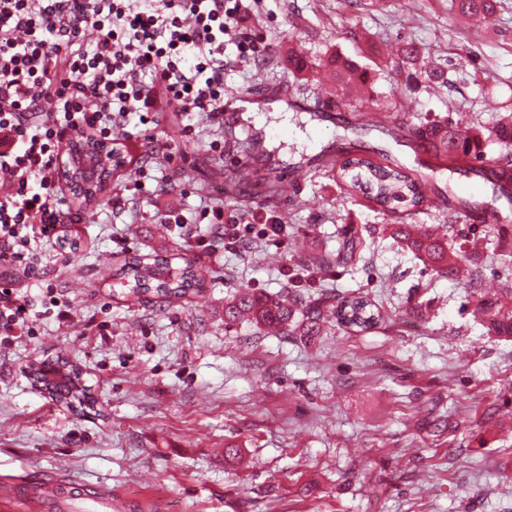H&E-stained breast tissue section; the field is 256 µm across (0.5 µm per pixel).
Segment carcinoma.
<instances>
[{
	"label": "carcinoma",
	"mask_w": 512,
	"mask_h": 512,
	"mask_svg": "<svg viewBox=\"0 0 512 512\" xmlns=\"http://www.w3.org/2000/svg\"><path fill=\"white\" fill-rule=\"evenodd\" d=\"M462 11L473 18H485L495 9L493 0H459ZM288 64L295 72L312 77L314 72L325 68L331 71L336 83L344 87L355 81L365 83L366 72L360 70L352 59L339 53H333L318 64H310L301 55L288 54ZM412 136H426L427 142L435 149L434 155L454 162H485L486 148L495 143L506 153V161L493 170L494 182L505 195L512 194V113L500 117L487 129L475 126L464 128L458 122L447 119H433L419 124L408 125ZM341 175L351 178L352 185L366 186L376 190L374 199L395 213L401 206L418 208L428 202L424 184L410 177L398 165L396 160L389 164L375 165L363 157H347L334 160ZM285 192V179L281 175L265 178L262 184V196L269 205L276 204ZM501 217L490 213L482 225L484 237L503 240V227L499 226ZM388 235L403 249L415 254L423 265L432 272L448 278L459 275L461 267H469L470 276L481 275L479 253L456 249L448 242V237L434 233L424 224H388ZM112 287L122 289L126 296L142 298L152 294L169 303H179L187 296L199 291L202 272L187 263L175 266L170 258L157 256L153 262L146 263L134 255L125 259L113 275ZM473 313L483 321L488 333L494 336H512V306L499 299H486L475 295ZM334 317L337 324L345 328L370 330L383 320L380 311L363 298L340 300L333 305L328 301L308 304L295 293L276 296L267 293H254L242 290L224 300V325L230 326L246 320L259 329H275L285 336H317L322 323ZM46 364L31 365L30 375L36 385L46 391L49 398L61 407L81 412L94 409V400L89 389L82 384L79 370L67 364L63 381L48 379L43 373Z\"/></svg>",
	"instance_id": "carcinoma-1"
}]
</instances>
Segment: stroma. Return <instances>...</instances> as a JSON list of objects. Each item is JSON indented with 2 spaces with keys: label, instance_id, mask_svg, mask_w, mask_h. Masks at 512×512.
<instances>
[{
  "label": "stroma",
  "instance_id": "obj_1",
  "mask_svg": "<svg viewBox=\"0 0 512 512\" xmlns=\"http://www.w3.org/2000/svg\"><path fill=\"white\" fill-rule=\"evenodd\" d=\"M497 2L496 23L483 25L464 22L452 0H260L247 32L264 50L242 60L227 43L224 86L281 87L298 108L261 99L253 117L227 128L160 113L158 137L176 145L174 161L157 155L147 180L120 168L90 207L66 194L82 216L80 251L53 239L37 253L44 285L71 318L39 315L33 335L0 345V512H51L43 487L62 481L111 490L113 512H512V339L489 335L470 304L471 291L512 289V267L483 238L479 279L441 278L383 231L394 220L459 229L495 210L512 237V204L482 167H441L406 134L408 123L439 115L489 126L512 112V0ZM406 46L446 83L397 71ZM292 48L313 61L337 51L371 69L368 93L386 128L295 77ZM257 115L268 140L256 157L242 144ZM348 154L377 164L391 156L426 180L432 204L382 210L326 163ZM228 167L244 174L233 194ZM272 173L287 176L288 190L271 208L254 184ZM216 203L242 222L281 218L284 246L255 239L226 250L200 217ZM195 235L209 250L192 245ZM353 235L366 241L360 259L310 264ZM164 250L208 273L187 302H135L93 284L127 255ZM295 277L306 301L363 297L384 320L366 332L329 323L312 337L225 326V298L242 288L275 294ZM61 360L80 368L96 413L57 406L34 387L30 365ZM228 445L238 458H225Z\"/></svg>",
  "mask_w": 512,
  "mask_h": 512
}]
</instances>
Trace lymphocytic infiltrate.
I'll return each instance as SVG.
<instances>
[{
  "instance_id": "lymphocytic-infiltrate-1",
  "label": "lymphocytic infiltrate",
  "mask_w": 512,
  "mask_h": 512,
  "mask_svg": "<svg viewBox=\"0 0 512 512\" xmlns=\"http://www.w3.org/2000/svg\"><path fill=\"white\" fill-rule=\"evenodd\" d=\"M251 11L244 0H0V260L15 275L41 281L32 240L82 221L56 180L64 143L111 140L118 124H153L170 105L223 124L225 38L259 54L243 31ZM202 216L236 249L254 232L284 240L272 215L241 224L215 205ZM32 312L19 289L0 285V342L27 329Z\"/></svg>"
}]
</instances>
